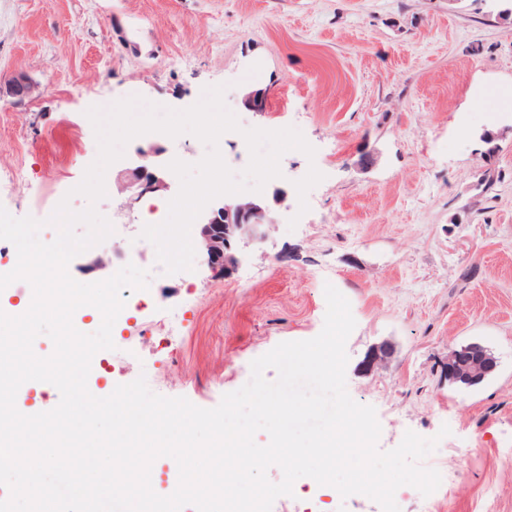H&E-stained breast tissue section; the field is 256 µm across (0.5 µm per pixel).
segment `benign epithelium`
<instances>
[{"mask_svg": "<svg viewBox=\"0 0 512 512\" xmlns=\"http://www.w3.org/2000/svg\"><path fill=\"white\" fill-rule=\"evenodd\" d=\"M34 90L35 86L28 77L19 74L7 87L0 86V98L7 96L20 102ZM154 155V150L140 152L137 165L119 177L120 191L139 198L167 188L163 172L151 162ZM267 214L268 206L255 200L228 197L210 206L197 224L201 253L208 266L226 275L235 273L240 264L239 246L266 237ZM495 368L494 357L479 344L451 351L444 363L448 381L466 385L483 381Z\"/></svg>", "mask_w": 512, "mask_h": 512, "instance_id": "obj_1", "label": "benign epithelium"}]
</instances>
